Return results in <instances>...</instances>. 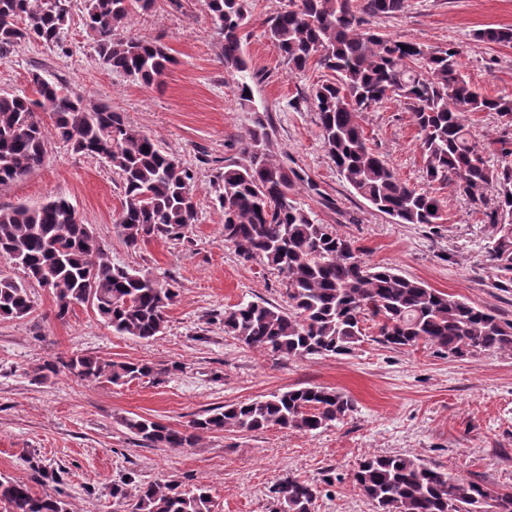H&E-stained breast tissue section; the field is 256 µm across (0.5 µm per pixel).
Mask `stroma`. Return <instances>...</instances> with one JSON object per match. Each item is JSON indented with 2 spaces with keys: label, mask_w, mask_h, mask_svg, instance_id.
<instances>
[{
  "label": "stroma",
  "mask_w": 512,
  "mask_h": 512,
  "mask_svg": "<svg viewBox=\"0 0 512 512\" xmlns=\"http://www.w3.org/2000/svg\"><path fill=\"white\" fill-rule=\"evenodd\" d=\"M288 0H248L241 30L250 60L251 103L241 104L237 74L226 70L221 38L203 0H156L126 22L127 35L167 45L174 62L145 86L113 71L86 27V0H70L61 43L25 39L0 52V93L32 94V73L59 80L90 106L121 113L175 155L195 180L197 220L185 238L128 248L115 224L125 198L117 171L49 136L42 166L0 186V209L35 208L66 197L114 264L172 285L177 293L163 332L149 341L113 332L89 305L57 319L50 290L34 287V309L0 319V477L32 483L66 500L71 512H131L112 487L176 480L209 486L215 512H273L271 490L291 476L321 482L315 512H376L351 474L373 455L405 454L449 475L512 488V355L463 360L419 345L394 349L375 340L374 321L348 355L285 359L248 348L224 333V310L242 301L287 307L281 277L262 261L240 258L224 242L214 181L225 163L244 161L255 111L265 112L273 154L305 179L296 199L321 224L355 241L373 264L390 265L429 287L512 321V282L489 257L495 234L484 211L449 186L437 187L447 221L398 224L357 195L329 158L310 96L332 71L311 61L289 71L265 37L264 22ZM374 31L429 48L463 47V71L480 91L512 94V44L476 40L478 30L512 28V0H404ZM492 164L512 149V122L468 115ZM369 146L409 184L425 186V161L411 114L385 102L360 116ZM91 355L150 363L154 376L123 386L80 382L58 359ZM307 385L351 396L355 409L313 434L279 427L207 433L191 448H156L122 424L147 417L184 429L215 407Z\"/></svg>",
  "instance_id": "1"
}]
</instances>
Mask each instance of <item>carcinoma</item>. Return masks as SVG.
<instances>
[{"instance_id":"cac0c4a2","label":"carcinoma","mask_w":512,"mask_h":512,"mask_svg":"<svg viewBox=\"0 0 512 512\" xmlns=\"http://www.w3.org/2000/svg\"><path fill=\"white\" fill-rule=\"evenodd\" d=\"M155 0H88L87 27L106 63L139 83L158 82L173 63L158 40L120 33L134 13ZM403 0H289L265 22L264 34L290 70L316 58L336 73L318 85L324 146L338 173L362 198L399 224H441L444 205L435 192L403 181L367 144L360 114L388 100L412 112L429 183L451 184L471 203L484 206L495 236L489 256L512 273V150L493 166L483 156L466 116L493 112L512 121V96L473 88L461 70L462 50H431L364 27V17L400 12ZM222 38L224 65L242 76L249 69L240 30L247 0H204ZM67 0H0V51L35 38L59 44ZM476 37L512 43V28H486ZM36 97L0 94V186L19 181L46 157L49 115L55 135L76 152L106 160L122 178L125 204L117 225L133 249L156 239L180 240L196 222L193 175L149 135L120 113L89 107L61 82L38 72ZM246 162H231L216 176V200L224 214V242L245 260L259 259L285 281L289 309L267 302H241L224 311V333L248 348L287 359L346 355L363 340L372 320L378 341L396 349L430 344L458 358L512 355V321L454 295L402 275L389 265L366 261L360 247L331 224H319L294 198L302 177L274 159L268 120L257 116L249 131ZM17 258L28 279L51 291L55 316L93 297V307L113 331L149 341L163 332L176 292L149 274L116 265L89 225L65 198L36 209L0 210V254ZM34 308L28 285L0 276V318L20 319ZM62 366L84 382L123 385L152 375L146 363L101 361L78 356ZM355 408L341 392L309 385L267 398L217 407L178 430L142 416L123 426L159 448H192L205 433L260 432L271 426L313 433ZM352 484L377 512H512V491L498 492L456 478L406 455L370 456L352 473ZM274 512H314L320 484L290 478L272 489ZM5 512H70L55 495L38 494L26 482L0 478ZM210 490L178 483L138 489L132 512H213Z\"/></svg>"}]
</instances>
